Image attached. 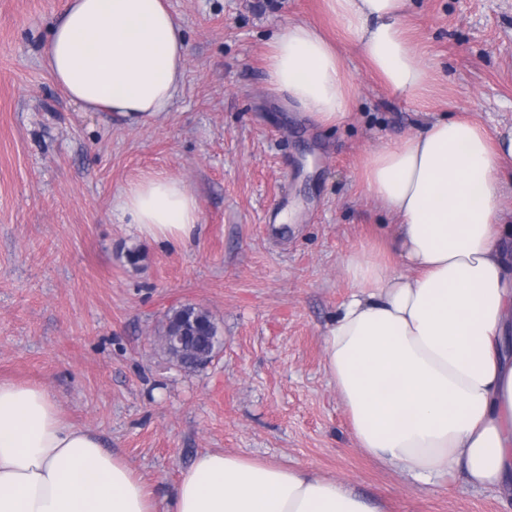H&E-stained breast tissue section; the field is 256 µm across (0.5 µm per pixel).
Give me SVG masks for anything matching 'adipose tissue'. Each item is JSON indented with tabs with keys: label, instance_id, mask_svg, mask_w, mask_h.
Wrapping results in <instances>:
<instances>
[{
	"label": "adipose tissue",
	"instance_id": "adipose-tissue-1",
	"mask_svg": "<svg viewBox=\"0 0 512 512\" xmlns=\"http://www.w3.org/2000/svg\"><path fill=\"white\" fill-rule=\"evenodd\" d=\"M407 0H325L394 93L428 73L402 23ZM187 47L167 0H66L45 48L73 102L144 121L169 111ZM271 88L315 124L350 116L342 59L315 25L271 42ZM512 127L425 121L368 153L365 193L398 221L393 270L370 248L345 264L354 288L324 339V365L358 448L426 484L458 474L512 500V224L505 221ZM143 237L184 243L201 205L183 180L151 174L114 203ZM0 512H383L335 479L206 451L158 498L132 463L72 423L40 385L0 381Z\"/></svg>",
	"mask_w": 512,
	"mask_h": 512
}]
</instances>
